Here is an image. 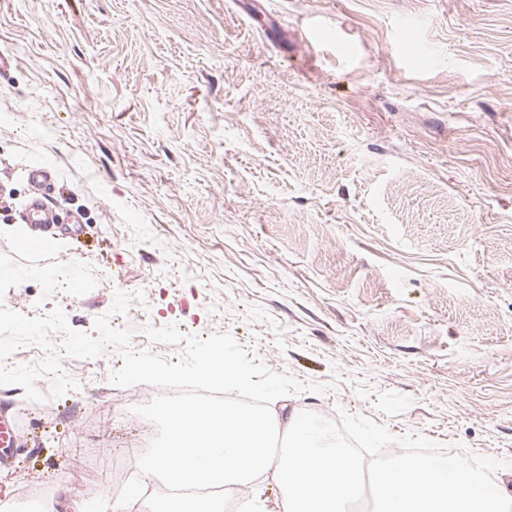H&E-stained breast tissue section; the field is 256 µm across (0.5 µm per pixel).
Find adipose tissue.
Here are the masks:
<instances>
[{"label":"adipose tissue","instance_id":"obj_1","mask_svg":"<svg viewBox=\"0 0 512 512\" xmlns=\"http://www.w3.org/2000/svg\"><path fill=\"white\" fill-rule=\"evenodd\" d=\"M167 444L155 449L152 469L170 483H216L232 489L267 478L284 488L279 512H345L348 497L361 492L362 475L347 452L322 446L314 426L295 413L253 412L223 404L164 409ZM284 434L283 455L272 437ZM223 512L224 505L193 495L127 498L112 512Z\"/></svg>","mask_w":512,"mask_h":512}]
</instances>
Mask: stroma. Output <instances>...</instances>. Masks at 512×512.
<instances>
[{
    "instance_id": "35a3bbf8",
    "label": "stroma",
    "mask_w": 512,
    "mask_h": 512,
    "mask_svg": "<svg viewBox=\"0 0 512 512\" xmlns=\"http://www.w3.org/2000/svg\"><path fill=\"white\" fill-rule=\"evenodd\" d=\"M0 226L55 175L60 263L99 282L0 302L62 308L178 360L146 327L228 333L325 385L289 409L512 460V0H0ZM143 292L112 313L115 291ZM110 347L79 390L0 386L29 483L105 495L144 418Z\"/></svg>"
}]
</instances>
